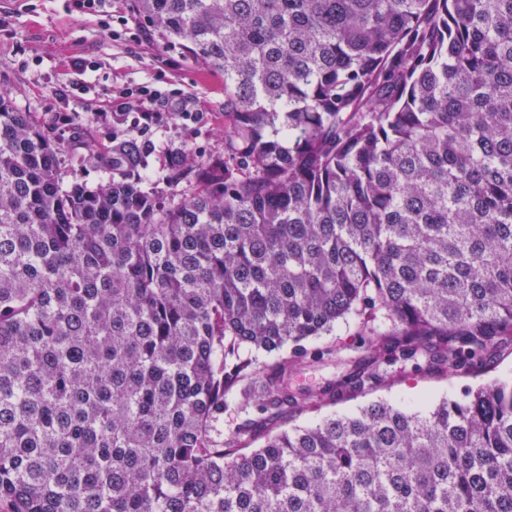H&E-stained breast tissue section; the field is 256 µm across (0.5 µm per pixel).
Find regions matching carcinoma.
<instances>
[{"instance_id":"carcinoma-1","label":"carcinoma","mask_w":512,"mask_h":512,"mask_svg":"<svg viewBox=\"0 0 512 512\" xmlns=\"http://www.w3.org/2000/svg\"><path fill=\"white\" fill-rule=\"evenodd\" d=\"M224 75V158L65 184L0 92V502L11 512H512V380L423 409L363 393L512 346V0H133ZM188 179L190 192H178ZM364 353L288 390L348 319ZM291 347V356L283 355ZM277 356L261 373L249 353ZM254 409L229 438L227 397ZM308 361L309 359L307 358L298 362L295 370L289 377V387L314 391L324 386L329 380H334L343 373H346V368L323 366L319 363Z\"/></svg>"}]
</instances>
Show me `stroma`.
<instances>
[{
  "mask_svg": "<svg viewBox=\"0 0 512 512\" xmlns=\"http://www.w3.org/2000/svg\"><path fill=\"white\" fill-rule=\"evenodd\" d=\"M132 0H112L108 14H83L74 0H0V89L13 104L32 113L55 144L67 181L94 187L112 175L105 164L87 160L90 150L112 138H127V124L98 122L110 100L144 86L177 99L180 109L147 130L154 144L147 165L150 182L161 185L172 150L205 160L224 155V77L196 62L158 36L134 27ZM176 59L177 68L164 66ZM82 60L92 66L91 80L74 67ZM73 86L68 102L57 91ZM75 118L64 125L59 113ZM512 379V349L504 350L488 370L393 373L369 393L317 411L295 410L276 420V427L303 425L332 413H348L370 401L387 400L413 406L442 398L458 399L468 388L494 380Z\"/></svg>",
  "mask_w": 512,
  "mask_h": 512,
  "instance_id": "1",
  "label": "stroma"
}]
</instances>
